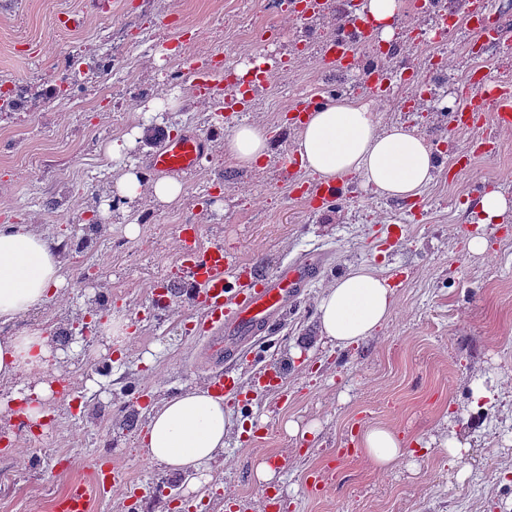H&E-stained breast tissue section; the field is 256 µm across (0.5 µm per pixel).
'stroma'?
<instances>
[{
	"label": "stroma",
	"mask_w": 512,
	"mask_h": 512,
	"mask_svg": "<svg viewBox=\"0 0 512 512\" xmlns=\"http://www.w3.org/2000/svg\"><path fill=\"white\" fill-rule=\"evenodd\" d=\"M471 0H416L396 21L397 36L379 63L401 74L393 93L377 99L385 123L417 128L441 161L435 180L413 199L373 194L359 177L346 196L317 210L284 181L280 156L295 136L291 107L299 96H356V81L326 69L322 43L344 18L343 0L302 25L290 0H0V80L40 81L24 109L0 112V225L30 224L49 237L79 236V224L98 221L96 244L63 255L69 281L61 296L12 324L0 336L30 327L75 326L90 304L106 299L124 310L129 337L121 353L96 360L66 355L50 371L72 386L50 401L40 447L23 431L0 455V512H53L70 482L92 483L103 458L122 470L125 484L93 497L91 512H128L126 489L141 491L138 512H512V217L479 225L477 190L512 198V130H459L452 111L480 56L487 69L512 83V54L484 42L467 23ZM459 21L447 30L446 15ZM129 32L124 68L61 92L66 59L99 66L112 33ZM179 42L187 56L164 57ZM278 62L268 86L251 87L248 107L212 120L211 103L191 82L165 77L209 61L204 74L223 84L219 61ZM154 85L160 99L177 95L176 110L146 118L131 78ZM262 128L270 160L244 169L224 155V138L240 124ZM141 133L128 143L132 128ZM197 132L209 145L195 170L182 175L181 198L170 205L118 204L116 163L146 166L159 134ZM493 135L495 151L464 169L457 156ZM119 159H112L111 150ZM142 216L141 232L126 226ZM196 225L205 244L223 242L234 257L273 271L286 258L320 252L319 275L295 308L237 367L241 397L224 400L229 426L224 462L210 482L188 492L181 475L146 463L139 436L152 409L203 385L195 365L204 316L179 260L178 225ZM480 234L489 248L467 247ZM388 277L396 307L373 337L347 348L323 346L319 298L336 277L360 266ZM279 371L261 401L246 399L255 376ZM136 410L125 428L121 408ZM316 425V433L288 434V421ZM398 430L410 453L391 471L373 469L351 441L365 426ZM468 439L457 480L439 448L450 434ZM287 462L275 488L254 480L260 459ZM325 486L314 491L313 475Z\"/></svg>",
	"instance_id": "1"
}]
</instances>
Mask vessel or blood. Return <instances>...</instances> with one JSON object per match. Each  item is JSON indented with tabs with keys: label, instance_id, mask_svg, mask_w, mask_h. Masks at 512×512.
Here are the masks:
<instances>
[{
	"label": "vessel or blood",
	"instance_id": "b4317fda",
	"mask_svg": "<svg viewBox=\"0 0 512 512\" xmlns=\"http://www.w3.org/2000/svg\"><path fill=\"white\" fill-rule=\"evenodd\" d=\"M346 30L323 46L329 69L347 70L359 65V84L366 90H380L398 80L396 72L361 59L360 49L369 45L372 34L360 0H348ZM479 97L465 101L455 110V127L480 128L493 122L499 128L512 127V85L490 73L479 76ZM207 140L197 133L164 137L150 156L157 172L180 174L193 168L206 151ZM181 264L193 278L198 294L196 305L205 314L213 335L207 356L212 363L208 374L211 390L221 394L233 390L236 381L232 364L241 354L252 351L262 334L278 323L319 270L317 260L300 257L281 264L267 275L248 263L234 260L223 247L199 249L194 233L180 236ZM55 512H88L87 495L81 485H70L55 505Z\"/></svg>",
	"mask_w": 512,
	"mask_h": 512
}]
</instances>
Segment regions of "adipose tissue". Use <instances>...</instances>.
Instances as JSON below:
<instances>
[{
	"instance_id": "adipose-tissue-1",
	"label": "adipose tissue",
	"mask_w": 512,
	"mask_h": 512,
	"mask_svg": "<svg viewBox=\"0 0 512 512\" xmlns=\"http://www.w3.org/2000/svg\"><path fill=\"white\" fill-rule=\"evenodd\" d=\"M293 151L318 181L339 183L354 175L381 197H416L436 173L435 153L423 134L401 124L379 126L372 104L357 98H334L306 114ZM224 154L240 166L252 167L270 157L271 146L258 127L241 124L225 137ZM116 186L119 197L130 203L147 191L169 204L183 192L181 181L150 179L131 165L123 167ZM66 282L58 241L28 224L0 227L1 325L56 296ZM395 305V290L379 270H349L319 300L320 338L336 347L360 343L382 327ZM59 355L39 329L0 336V381L23 373L32 380L31 387L14 392L12 398L23 402L30 423L45 416L52 387L42 372ZM226 429L223 398L196 387L154 408L140 437L141 449L150 462L190 475L196 488L210 480L224 451ZM359 446L380 471L393 469L406 455L400 434L383 426L365 428Z\"/></svg>"
}]
</instances>
